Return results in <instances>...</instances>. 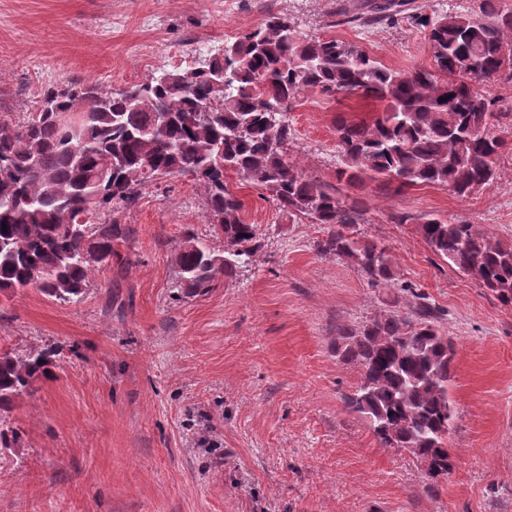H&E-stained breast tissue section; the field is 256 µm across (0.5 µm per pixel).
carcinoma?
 Segmentation results:
<instances>
[{"instance_id": "carcinoma-1", "label": "carcinoma", "mask_w": 512, "mask_h": 512, "mask_svg": "<svg viewBox=\"0 0 512 512\" xmlns=\"http://www.w3.org/2000/svg\"><path fill=\"white\" fill-rule=\"evenodd\" d=\"M405 19L424 31L430 67L397 71L357 45L303 36L272 15L196 67L164 71L126 91L93 82L49 87L27 121L0 118V296L35 287L59 302L83 301L92 273L112 263L126 229L114 207H135L156 175L188 174L204 189L208 223L222 234L216 249L193 234L175 249L176 288L204 294L250 263L257 227L226 174L271 191L279 208L330 226L321 254L354 264L372 283L392 280L387 246L357 236L361 209L288 162V121L269 103L305 91L361 95L383 103L370 122L337 128L348 182L367 170L383 188L445 186L466 198L493 182L505 142L489 131L495 101L480 85L512 82V5L480 0L476 13L412 12L409 0H365L342 11L345 21ZM84 115L77 130L60 112ZM7 227H1V223ZM417 231L448 266L512 305V245L471 224L427 218ZM336 356L360 370L346 407L367 422L386 448L425 463L434 482L448 478L446 451L455 409L448 396L454 341L421 306L415 316L375 318L336 337ZM55 351L0 350V411L34 392Z\"/></svg>"}]
</instances>
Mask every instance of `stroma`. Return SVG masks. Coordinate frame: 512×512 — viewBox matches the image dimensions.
I'll return each instance as SVG.
<instances>
[{"label":"stroma","mask_w":512,"mask_h":512,"mask_svg":"<svg viewBox=\"0 0 512 512\" xmlns=\"http://www.w3.org/2000/svg\"><path fill=\"white\" fill-rule=\"evenodd\" d=\"M348 2L0 0V114L28 118L46 88L73 80L114 91L192 66L275 14L392 69L429 64L423 33L343 22ZM487 88L505 145L496 182L468 198L443 186L384 191L367 171L338 179L337 124L373 119L380 102L307 91L288 106L289 162L364 201L357 230L388 247L391 282L319 254L327 225L232 174L259 247L216 288L182 295L173 255L183 237L223 242L199 181L171 175L118 213L127 238L81 303L33 287L1 298L0 347L57 355L6 414L19 441L0 454V512H512V305L449 268L416 230L436 218L512 244V82ZM417 291L457 344L453 468L437 483L346 408L359 370L334 349L339 329L407 312Z\"/></svg>","instance_id":"obj_1"}]
</instances>
